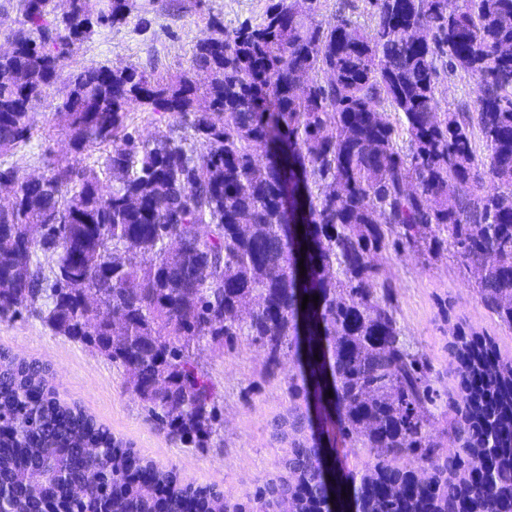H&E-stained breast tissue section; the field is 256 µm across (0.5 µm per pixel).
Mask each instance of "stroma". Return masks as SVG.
Here are the masks:
<instances>
[{"instance_id": "1", "label": "stroma", "mask_w": 512, "mask_h": 512, "mask_svg": "<svg viewBox=\"0 0 512 512\" xmlns=\"http://www.w3.org/2000/svg\"><path fill=\"white\" fill-rule=\"evenodd\" d=\"M179 2L181 9L175 12L169 9V0H155L146 23L133 17L126 24L101 29L92 42L74 52L69 69L138 65L154 56L174 75L187 66L196 43L207 34L210 16L222 17L230 29L256 25L269 4V0ZM437 97L450 110L471 111L475 85L464 72L451 71L440 78ZM33 123L36 136L4 157L6 165L22 175L45 172L48 161L68 155L69 131L53 112L37 109ZM46 128L51 131L47 138L41 135ZM384 265L396 288L402 334L411 349L423 353L432 365L441 397L431 409L430 430L445 439L454 416L448 398L458 390L457 379L448 371L453 332L460 328L484 334L507 359L512 357V330L483 307L473 274L454 259L426 261L405 250L389 255ZM0 349L51 365L62 400L80 404L113 435L130 442L140 456L175 469L182 483L212 487L241 501L282 472L287 444L274 437L273 423L288 412V379L296 366L285 360L278 377H267L263 354L248 337H237L230 348L206 345L200 352L201 362L224 396L221 437L205 450L170 441L129 388L123 369L85 345L55 335L35 312L0 317Z\"/></svg>"}]
</instances>
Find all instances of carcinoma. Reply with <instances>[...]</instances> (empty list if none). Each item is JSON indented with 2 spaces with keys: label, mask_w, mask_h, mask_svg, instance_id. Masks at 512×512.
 Returning <instances> with one entry per match:
<instances>
[{
  "label": "carcinoma",
  "mask_w": 512,
  "mask_h": 512,
  "mask_svg": "<svg viewBox=\"0 0 512 512\" xmlns=\"http://www.w3.org/2000/svg\"><path fill=\"white\" fill-rule=\"evenodd\" d=\"M17 0L0 56V154L29 142L49 104L73 157L29 182L12 167L0 204V316L43 301L44 320L133 371L131 391L174 443L205 449L221 425L220 395L198 361L202 343L248 336L267 375L290 356L293 405L273 425L288 440L285 474L245 503L180 482L85 410L61 400L50 368L0 351V487L11 512H334L317 422L337 417L349 448L372 461L345 475L347 512H512V360L458 332L459 390L448 442L430 431L438 393L427 359L398 326L383 255L452 253L476 276L486 310L512 329V0H369L372 25L328 26L295 0H272L262 23L209 18L188 69L151 59L117 70L67 69L102 27L152 0ZM433 31L417 45L410 30ZM474 80L478 112H451L441 70ZM67 90L54 104L49 90ZM131 112H162L142 140ZM278 140L307 181L302 227L283 201L284 169L260 161ZM183 240L167 250L170 236ZM304 247L310 281L299 320L291 273ZM48 259L41 260V256ZM93 296L126 330L84 332Z\"/></svg>",
  "instance_id": "cac0c4a2"
}]
</instances>
